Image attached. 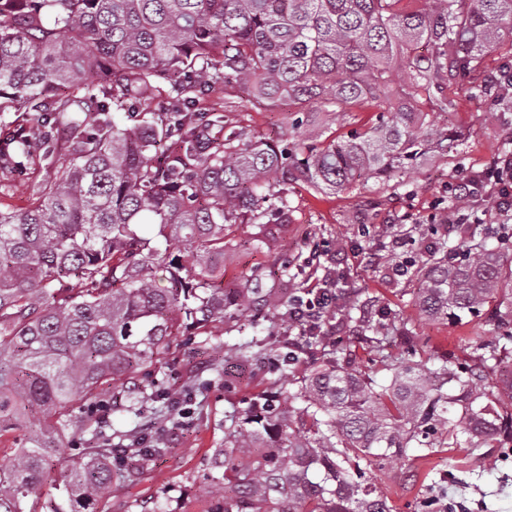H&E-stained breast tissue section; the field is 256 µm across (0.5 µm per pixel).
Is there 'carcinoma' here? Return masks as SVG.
<instances>
[{"mask_svg": "<svg viewBox=\"0 0 512 512\" xmlns=\"http://www.w3.org/2000/svg\"><path fill=\"white\" fill-rule=\"evenodd\" d=\"M0 0V113L32 119V133L0 130V168L22 169L39 145L43 179L22 210L0 208V512H103L99 496L130 460L162 451L161 434L113 441L104 387L188 411L194 392L146 374L173 336L232 319L273 316L288 302L255 274L224 277L227 231L255 224L241 245L275 240L287 209L277 186L299 179L343 191L362 176L388 180L458 142L429 113L403 103L443 93L491 52L512 46V0ZM427 53H419V47ZM237 89L255 107L300 112L380 108L370 126L329 141L247 139L196 96ZM166 105L149 115L142 101ZM126 108L118 124L112 106ZM67 156L61 165L54 158ZM156 228L152 237L141 226ZM481 243L448 262V243L412 257L424 312L459 323L498 304L506 327L489 355L429 367L381 357L392 380L378 392L326 336L300 337L318 356L295 393L277 381L227 415L201 493L211 512H391L360 461L385 464L420 448L512 453V374L489 386L512 344V228L489 224ZM193 253L199 271L183 254ZM336 306L360 308L332 282ZM405 327L378 315L371 342ZM300 361L278 349L267 373ZM56 494L42 499L50 463Z\"/></svg>", "mask_w": 512, "mask_h": 512, "instance_id": "carcinoma-1", "label": "carcinoma"}]
</instances>
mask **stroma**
Returning <instances> with one entry per match:
<instances>
[{"label": "stroma", "instance_id": "1", "mask_svg": "<svg viewBox=\"0 0 512 512\" xmlns=\"http://www.w3.org/2000/svg\"><path fill=\"white\" fill-rule=\"evenodd\" d=\"M511 61L512 54L503 49L487 56L476 71L451 87L447 110L435 112L429 103L420 102V109L429 112L433 124L456 130L460 142L457 150L430 154L416 168L387 182L361 178L354 187L338 194L324 193L301 181L288 182L284 187L288 211L274 246L245 247L242 241L255 233V226L231 228L230 238L240 241L241 246L224 256L225 287L259 272L264 289L288 295L326 278L342 276L358 293L362 307L351 316L338 311L328 319L336 326L337 343L356 356L362 373L373 378L379 389L389 385L391 374L377 363L366 331L367 319L377 318L379 311H391L411 330L410 336L388 338L385 351L391 356H400L411 345L432 359L452 362L487 353L500 334L489 314L456 325L423 315L417 306V280L390 276L389 247L397 235L413 240L420 251L429 249L439 237L455 249L466 240L479 242L482 222L494 221L491 202L481 199L473 205L480 221L468 226L465 233L442 229L433 233L428 229L435 215L449 217L455 211L446 193L448 183L457 181L460 172L486 168L512 142V111L501 108L503 94L493 82L502 65ZM197 106L223 113L248 136L272 139H289L300 130L316 140H328L370 122L376 115L372 107L339 117L314 112L298 130L294 127L298 114L285 104L258 110L235 93L217 92L199 96ZM365 224L376 227L374 237H360L358 230ZM314 248L321 254L319 263L298 278L283 275L281 260L309 254ZM373 254L382 256V265L368 264ZM282 334L279 321L271 317L245 327L242 339H263L265 347L251 348L249 359L238 361L231 385L219 382L199 394L181 426L171 424L168 412L139 407L130 389L112 390L113 430L136 436L146 426H154L162 431L167 451L138 463L119 490L102 492L101 503L108 512H142L162 501L176 506L178 512H207L209 504L201 498L199 486L209 472L215 450L224 445V419L263 378L266 350L279 347ZM228 339L221 326L210 328L191 347L184 345L182 337H173L172 358L155 365L154 371L158 379L174 388H188L198 377L210 376L214 364L224 358ZM363 469L393 512H420V502L433 490L463 505L466 512H512V457H503L497 448H412L393 464L374 460L365 462Z\"/></svg>", "mask_w": 512, "mask_h": 512}]
</instances>
